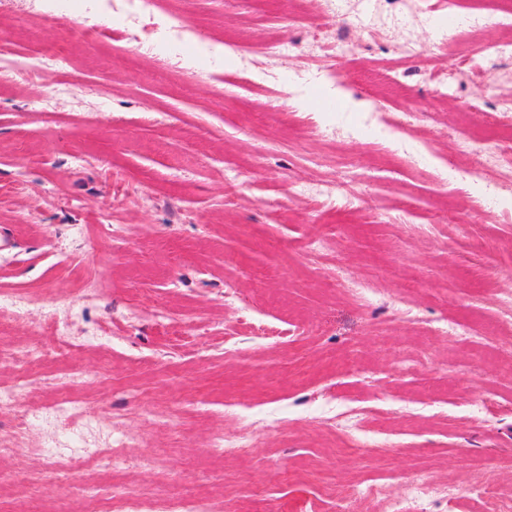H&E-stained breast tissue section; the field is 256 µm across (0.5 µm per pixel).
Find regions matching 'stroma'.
Returning <instances> with one entry per match:
<instances>
[{"instance_id": "1", "label": "stroma", "mask_w": 512, "mask_h": 512, "mask_svg": "<svg viewBox=\"0 0 512 512\" xmlns=\"http://www.w3.org/2000/svg\"><path fill=\"white\" fill-rule=\"evenodd\" d=\"M489 7L429 0L404 21L382 0H348L342 24L373 36L333 58L315 51L323 0H162L140 23L143 49L116 63L123 25L94 0L0 5V58L66 57L37 80L0 74V345H49L67 323L78 345L23 396L42 408L71 395L95 421L46 420L0 454V475H27L1 505L86 512L81 485L113 482L225 512H336L333 489L376 480L401 496L420 470L512 489V325L499 307L512 295V169L488 197L481 152L459 147L512 100V60L444 94L428 78L448 69V18L461 51L512 38L476 25ZM171 13L195 40L163 36ZM81 22L94 41L72 38ZM409 40L421 53L401 58ZM276 43L287 55L270 54ZM329 66L344 84L323 77ZM52 84L64 95L46 99ZM419 142L429 153L406 152ZM461 169L473 180L458 183ZM316 180L363 202L299 194ZM315 236L328 243L318 254ZM26 293L44 300L15 315L9 300ZM169 320L186 333L169 335ZM444 320L469 336L438 332ZM116 428L136 441L109 474L96 451ZM221 435L249 447L220 448ZM50 443L82 449V463L44 477Z\"/></svg>"}]
</instances>
